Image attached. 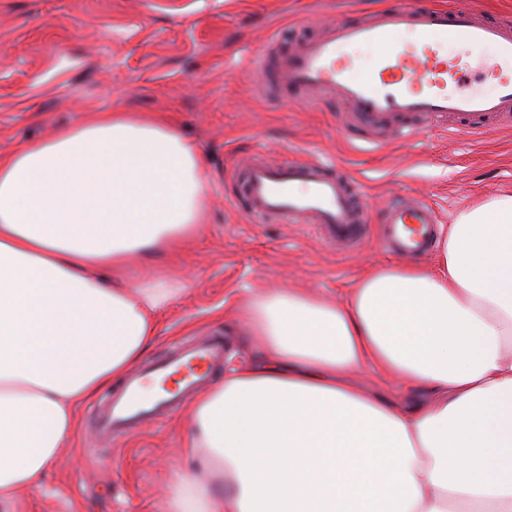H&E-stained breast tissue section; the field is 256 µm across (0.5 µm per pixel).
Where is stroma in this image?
<instances>
[{
  "mask_svg": "<svg viewBox=\"0 0 512 512\" xmlns=\"http://www.w3.org/2000/svg\"><path fill=\"white\" fill-rule=\"evenodd\" d=\"M409 2L0 0V155L116 111L170 116L203 148L209 197L202 235L177 263H132L136 273H190L180 298L159 315L144 360L221 336L224 367L213 382L222 384L226 371L257 358L232 315L253 293L306 288L340 299L366 271L398 261L373 229L341 250L305 224L255 223L231 180L239 159L306 156L342 166L363 185L375 216L388 198L422 194L449 222L462 205L512 186V132L472 138L421 128L379 143L346 128L350 107L342 100L287 110L257 92L249 60L271 40L293 41L308 21L320 29L328 19ZM113 391L106 386L78 407L67 458L21 494L16 512H166L162 488L174 470L194 464L183 453L187 409L99 440L91 412Z\"/></svg>",
  "mask_w": 512,
  "mask_h": 512,
  "instance_id": "stroma-1",
  "label": "stroma"
}]
</instances>
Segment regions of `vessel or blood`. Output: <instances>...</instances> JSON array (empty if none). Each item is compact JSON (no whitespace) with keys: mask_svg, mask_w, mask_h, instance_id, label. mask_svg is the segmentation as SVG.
<instances>
[{"mask_svg":"<svg viewBox=\"0 0 512 512\" xmlns=\"http://www.w3.org/2000/svg\"><path fill=\"white\" fill-rule=\"evenodd\" d=\"M374 50L372 68L354 77V53ZM492 55H485V48ZM260 92L284 108H312L330 94L351 107L348 124L360 131L404 137L417 127L483 135L512 128V16L489 19L468 6L451 9L407 5L365 20L330 21L323 34L275 44L250 61ZM495 77V90L483 83ZM233 180L257 223L312 224L330 244L351 246L363 237L371 215L358 182L343 168L315 160L239 161ZM442 216L424 197L392 198L380 215L383 248L406 257L427 253ZM224 360V343L211 338L175 348L148 374L164 380L154 402L141 395L136 373L100 413L97 436L108 439L131 422L153 421L183 392L202 388Z\"/></svg>","mask_w":512,"mask_h":512,"instance_id":"obj_1","label":"vessel or blood"}]
</instances>
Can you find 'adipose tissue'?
I'll return each instance as SVG.
<instances>
[{"mask_svg":"<svg viewBox=\"0 0 512 512\" xmlns=\"http://www.w3.org/2000/svg\"><path fill=\"white\" fill-rule=\"evenodd\" d=\"M200 147L104 112L0 157V512L62 461L88 398L151 343L182 277L132 280L203 228ZM252 365L196 398L198 467L167 512H512V193L461 210L429 264L340 302L267 288L237 311ZM368 369L418 404L351 382Z\"/></svg>","mask_w":512,"mask_h":512,"instance_id":"1","label":"adipose tissue"}]
</instances>
